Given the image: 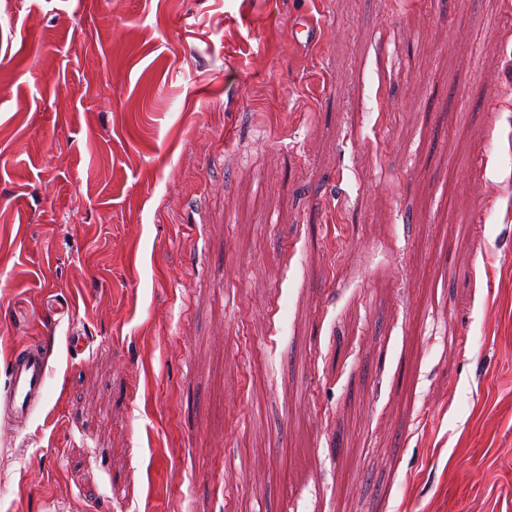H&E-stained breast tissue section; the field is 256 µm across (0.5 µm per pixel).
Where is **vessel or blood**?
I'll list each match as a JSON object with an SVG mask.
<instances>
[{"mask_svg":"<svg viewBox=\"0 0 512 512\" xmlns=\"http://www.w3.org/2000/svg\"><path fill=\"white\" fill-rule=\"evenodd\" d=\"M47 377L48 364L38 350H25L12 359L5 402L14 415L20 418L31 415Z\"/></svg>","mask_w":512,"mask_h":512,"instance_id":"1","label":"vessel or blood"}]
</instances>
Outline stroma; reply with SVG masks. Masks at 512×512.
Listing matches in <instances>:
<instances>
[{"label":"stroma","instance_id":"stroma-1","mask_svg":"<svg viewBox=\"0 0 512 512\" xmlns=\"http://www.w3.org/2000/svg\"><path fill=\"white\" fill-rule=\"evenodd\" d=\"M28 348L0 512H512V0H0ZM9 371L5 402L14 415L27 418L45 389L48 364L38 350L28 349L12 359Z\"/></svg>","mask_w":512,"mask_h":512}]
</instances>
